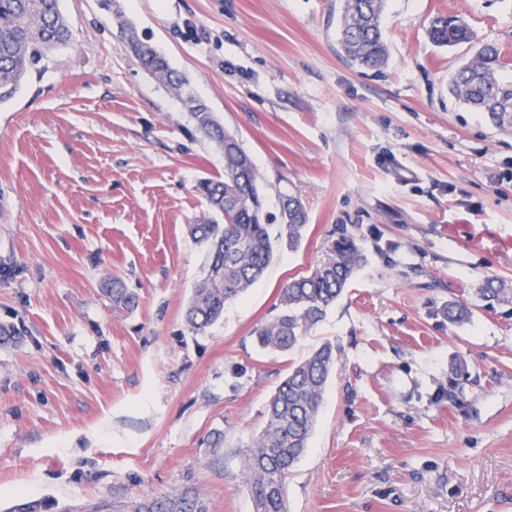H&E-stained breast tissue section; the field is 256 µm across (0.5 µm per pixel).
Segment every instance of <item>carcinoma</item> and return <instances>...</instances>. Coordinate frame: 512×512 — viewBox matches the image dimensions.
<instances>
[{"label": "carcinoma", "instance_id": "1", "mask_svg": "<svg viewBox=\"0 0 512 512\" xmlns=\"http://www.w3.org/2000/svg\"><path fill=\"white\" fill-rule=\"evenodd\" d=\"M386 0H344L339 42L346 57L362 69L380 72L388 62L381 20ZM431 43L454 47L470 43L474 34L460 18L432 17L426 29ZM72 34L58 0H0V105L10 102L31 70L53 50L70 44ZM130 48L142 67L166 75L179 90L187 83L166 60L139 38ZM497 46L481 45L448 79L450 93L480 112L501 134L512 135V78L502 74ZM189 121L206 139L224 147V179L200 184L217 218L194 224L190 235L205 249L206 274L194 290L185 317L190 329L203 333L224 315L226 304L242 297L262 277L275 250L297 246L306 231L308 214L293 195H283L280 215L288 223L271 222L261 175L239 139L224 130L215 114L200 104ZM364 254L354 235L341 231L322 259L306 276L281 288L277 312L253 332L259 348L275 353L292 351L326 316L344 293ZM112 306L132 311L138 295L119 279L109 289ZM487 300L512 299V287L488 278L479 289ZM448 320L463 323L472 311L464 302L445 307ZM336 363V347L325 342L293 364L270 397L264 425L253 438L242 462L245 486L255 512H288L285 484L306 452L317 423L327 381ZM209 512L197 492L150 494L112 504L100 503L92 512Z\"/></svg>", "mask_w": 512, "mask_h": 512}]
</instances>
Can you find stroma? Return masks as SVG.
<instances>
[{"label":"stroma","mask_w":512,"mask_h":512,"mask_svg":"<svg viewBox=\"0 0 512 512\" xmlns=\"http://www.w3.org/2000/svg\"><path fill=\"white\" fill-rule=\"evenodd\" d=\"M343 0H59L72 32L0 105V512L26 496L75 512L199 491L253 512L240 462L291 363L336 347L288 512H512V136L448 93L472 45L434 46L462 17L512 75V0H387L382 72L338 46ZM132 25L253 158L270 212L296 195L301 245L205 333L185 310L204 275L189 233L224 155L142 69ZM365 262L289 354L253 329L339 231ZM139 296L113 308V279ZM463 301L470 321L449 322ZM224 445L210 447L215 432ZM426 34L435 46L446 48L471 43L474 39L473 31L464 20L440 14L432 17Z\"/></svg>","instance_id":"obj_1"}]
</instances>
